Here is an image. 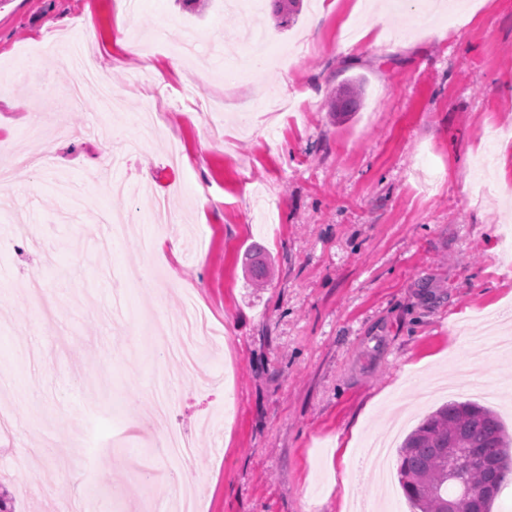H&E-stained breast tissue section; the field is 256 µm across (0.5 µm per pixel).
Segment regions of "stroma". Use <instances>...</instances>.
Here are the masks:
<instances>
[{
	"label": "stroma",
	"instance_id": "35a3bbf8",
	"mask_svg": "<svg viewBox=\"0 0 512 512\" xmlns=\"http://www.w3.org/2000/svg\"><path fill=\"white\" fill-rule=\"evenodd\" d=\"M132 2L0 0V81L31 114L0 111L14 170L0 187V407L16 413L0 484L15 512H139V496L173 512L175 426L208 512H416L397 453L384 478L363 457L393 418L407 434L471 400L512 428V347L480 342L512 337L490 323L512 309V198L469 193L512 184V140L484 135L512 129V0L376 15L302 0L289 26L266 18L267 67L243 76L224 48L248 51L245 16L225 0L202 18ZM159 26L164 51L149 45ZM54 40L111 67L126 111L106 112L93 85L74 106L65 82L17 78L30 51L54 70ZM355 77L362 106L336 119L329 98ZM47 141L56 162L28 166ZM431 165L443 179L424 194ZM159 235L178 262L148 249ZM255 246L275 260L260 286L242 268ZM190 300L216 330L200 376L149 330ZM161 373L179 411L135 422ZM164 447L168 456H173L185 466H189L193 459V442L186 431L176 430V434L169 437Z\"/></svg>",
	"mask_w": 512,
	"mask_h": 512
}]
</instances>
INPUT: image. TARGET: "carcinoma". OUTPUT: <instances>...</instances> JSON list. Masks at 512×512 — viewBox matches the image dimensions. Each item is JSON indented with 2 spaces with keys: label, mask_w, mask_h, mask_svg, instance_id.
Here are the masks:
<instances>
[{
  "label": "carcinoma",
  "mask_w": 512,
  "mask_h": 512,
  "mask_svg": "<svg viewBox=\"0 0 512 512\" xmlns=\"http://www.w3.org/2000/svg\"><path fill=\"white\" fill-rule=\"evenodd\" d=\"M300 0H272V17L281 26L298 12ZM363 84L339 85L328 111L341 116L358 109ZM268 254L247 253L243 266L252 283L267 273ZM399 481L419 512H491L505 478L512 479V437L492 410L472 402H450L428 415L404 440Z\"/></svg>",
  "instance_id": "cac0c4a2"
}]
</instances>
